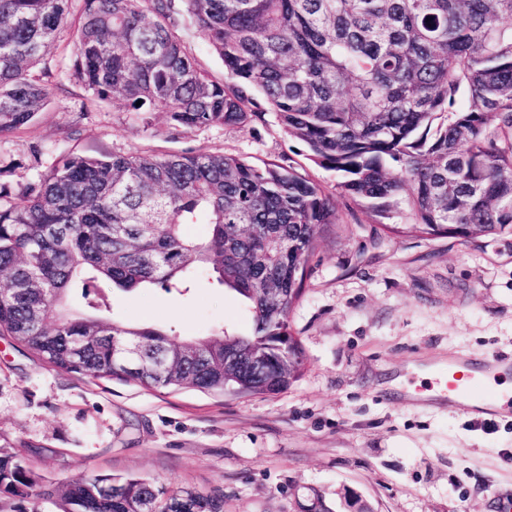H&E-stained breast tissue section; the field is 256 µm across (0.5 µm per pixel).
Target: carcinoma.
Segmentation results:
<instances>
[{
  "instance_id": "1",
  "label": "carcinoma",
  "mask_w": 512,
  "mask_h": 512,
  "mask_svg": "<svg viewBox=\"0 0 512 512\" xmlns=\"http://www.w3.org/2000/svg\"><path fill=\"white\" fill-rule=\"evenodd\" d=\"M0 0V138L45 111L60 31L70 80L148 131L244 126L269 112L335 189L377 221L467 240L512 233V0ZM224 61L212 77L180 31ZM141 105H136V102ZM333 195L278 161L208 150L73 153L0 186V335L49 367L148 389L280 393L301 375L289 315ZM206 224L204 238L185 231ZM210 275L249 305L252 332L176 339L81 313L90 283L190 291ZM136 363L119 360L128 341ZM261 353L263 365L249 357ZM0 493L54 495L0 453ZM62 512H224V499L146 478L91 476Z\"/></svg>"
}]
</instances>
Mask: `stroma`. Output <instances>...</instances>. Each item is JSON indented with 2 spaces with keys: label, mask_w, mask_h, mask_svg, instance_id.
Here are the masks:
<instances>
[{
  "label": "stroma",
  "mask_w": 512,
  "mask_h": 512,
  "mask_svg": "<svg viewBox=\"0 0 512 512\" xmlns=\"http://www.w3.org/2000/svg\"><path fill=\"white\" fill-rule=\"evenodd\" d=\"M74 42L63 29L47 64L52 101L0 139V183L32 179L70 153L207 149L302 167L325 189L335 172L277 124L187 129L167 139L70 81ZM321 228L290 314L300 379L285 392L242 396L192 388L148 390L48 367L0 336V451L22 452L42 481L143 476L224 496V512H301L314 493L344 492L374 512H512V414L475 419L425 398L424 366L468 354L512 358V235L468 243L401 224L383 231L351 200ZM105 316L205 336L247 332L246 302L199 277L186 294L141 287L107 294Z\"/></svg>",
  "instance_id": "35a3bbf8"
}]
</instances>
